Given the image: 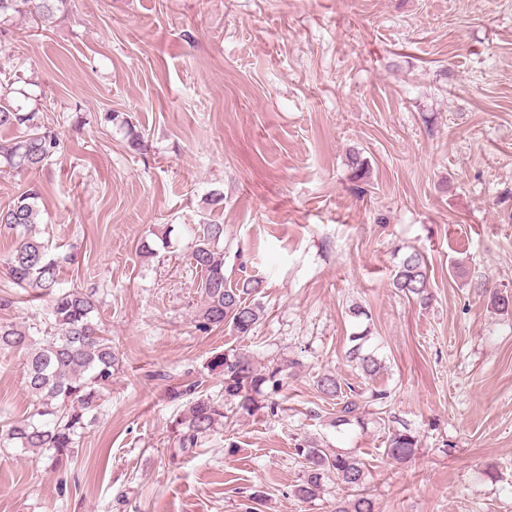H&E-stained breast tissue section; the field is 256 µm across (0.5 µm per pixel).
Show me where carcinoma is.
<instances>
[{
    "label": "carcinoma",
    "mask_w": 512,
    "mask_h": 512,
    "mask_svg": "<svg viewBox=\"0 0 512 512\" xmlns=\"http://www.w3.org/2000/svg\"><path fill=\"white\" fill-rule=\"evenodd\" d=\"M67 0H0V17L31 15L40 22L51 21L55 13L65 9ZM11 79L0 81V129H15L19 135L0 142V166L19 172H35L54 157L60 147L57 133L45 127L38 112L23 111L9 98ZM348 166L358 181L366 177L369 164L358 151L347 157ZM41 191L35 184L5 205H0V226L19 232L17 244L7 259L12 282L34 298H51L52 335L35 338L9 322L0 321V350L24 355V376L33 401L30 414L12 421L0 430L1 448H18L23 453H51L61 464L77 453V437L85 428L89 412L100 406L105 391L112 385L120 358L112 340L102 334L96 321L98 313L95 292L71 286L61 287L63 264L73 261L70 254L52 252L49 243L32 235V227L40 223ZM224 225H199L194 238L191 260L202 273L201 292L204 298L199 313L200 328L209 329L225 324L240 336L249 335L262 318L261 307L248 298L262 292L264 280L256 276L241 279L233 287L227 285L224 274ZM392 285L405 296L422 304L430 301V273L425 255L417 250L404 254L395 264ZM477 290L489 292L492 305L502 313L512 312V296L490 290L484 283ZM354 345L348 351L366 378L384 370L375 353L364 350L366 334L349 337ZM224 373V402L194 391V386L175 390L171 397L191 395L188 409L179 427V450L186 452L197 446L198 440L211 434L222 424L224 403L234 405L242 415L253 416L268 407L262 399L264 389L280 386L281 369L257 368L248 355L227 352L213 361ZM316 386L324 396L336 400L335 423L340 426L361 422V406L356 399L344 394L336 377L325 374ZM386 456L398 463L409 461L417 448L418 439L407 429L396 430L388 440ZM305 460L304 478L295 486L294 495L301 500L316 497L329 475L336 476L340 490L345 492L336 512H375V502L365 487L366 465L351 452L321 448L314 442L298 449Z\"/></svg>",
    "instance_id": "cac0c4a2"
}]
</instances>
